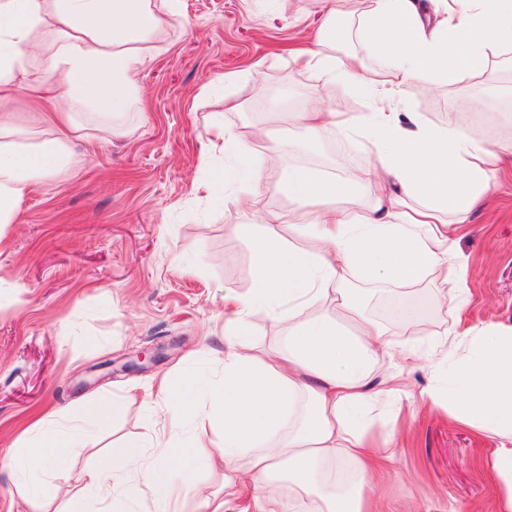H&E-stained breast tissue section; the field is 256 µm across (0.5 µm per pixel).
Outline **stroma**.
Instances as JSON below:
<instances>
[{"label": "stroma", "mask_w": 512, "mask_h": 512, "mask_svg": "<svg viewBox=\"0 0 512 512\" xmlns=\"http://www.w3.org/2000/svg\"><path fill=\"white\" fill-rule=\"evenodd\" d=\"M321 22L319 0H181L165 51L138 78L126 135L73 140L78 166L37 181L17 222L0 226V512H15L18 484L6 458L37 415L73 414L94 397L121 402L71 459L75 476L112 444L147 442V422L174 408L156 396L162 377L221 372L233 334L224 295L250 293L263 217L280 215L269 230L284 244H306L294 227L312 213L283 190L289 167L345 177L372 162L363 138L335 128L307 152L310 133L291 119L322 88L289 66L288 52ZM404 100L437 125L451 111L489 136L512 128V49L490 58L480 89L442 79L407 86ZM274 102L281 132L255 136ZM217 121L228 149L210 145ZM240 155L259 173L245 186L231 176ZM244 189L252 206L240 210L228 198ZM458 252L470 265L467 323L512 324V173L494 179ZM444 277L440 270L414 287L349 282L367 314L385 323L408 392L381 404L399 419L388 473L367 478L372 512L499 509L483 466L495 439L419 397L437 383L435 334L455 327ZM142 352L152 362L127 370Z\"/></svg>", "instance_id": "stroma-1"}]
</instances>
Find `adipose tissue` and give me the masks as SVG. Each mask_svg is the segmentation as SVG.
Here are the masks:
<instances>
[{"instance_id":"ef3b65f1","label":"adipose tissue","mask_w":512,"mask_h":512,"mask_svg":"<svg viewBox=\"0 0 512 512\" xmlns=\"http://www.w3.org/2000/svg\"><path fill=\"white\" fill-rule=\"evenodd\" d=\"M321 2L325 22L291 62L313 71L326 88H360L373 107L349 117L317 103L296 118L315 134L329 126L360 133L375 162L347 178L289 168V197L315 208L311 222L295 231L320 252L255 237L251 293L224 297L236 342L221 374L161 385V396L181 406L168 430L150 439L164 456L147 460L128 442L83 472L80 491L96 497L101 512H144L147 504L151 512H170L187 495L200 497L207 512H224L246 488L254 512H284L268 491L281 479L314 498L319 512H370L365 477L384 462L370 413L379 397L400 393L401 376L382 325L359 316L347 283L355 277L413 287L442 270L451 303L466 300L456 238L485 202L492 175L512 168V138L491 142L455 115L436 125L399 106L414 81L474 84L490 57L512 46V0H436L431 19L419 0H367L355 29L343 19V0ZM178 23V0H0L1 225L15 223L34 182L76 165L70 141L88 133L77 111H93L110 136L123 134L121 119L138 100V76L158 50L154 40ZM44 31L52 40L38 66L32 47ZM350 42L356 50L335 58ZM370 58L384 61L383 76L367 67ZM21 87L41 108L39 131L24 130L16 113L2 107ZM357 184L374 187L370 206L340 207ZM259 307L285 325L281 351L252 343L250 318ZM433 350L437 384L427 395L445 401L458 423L496 438L489 467L500 512H512V325L455 329ZM376 379L384 383L379 394L371 390ZM204 407L224 433L223 447L213 448L197 430L188 452L172 449L173 433ZM82 433L81 417L64 425L47 415L34 426L29 447L11 458L19 484L41 476L39 512H59V478L82 450ZM243 457L248 463L241 468ZM345 458L353 478L339 483L328 469ZM200 459L223 470V500L205 494L195 479L192 466Z\"/></svg>"}]
</instances>
